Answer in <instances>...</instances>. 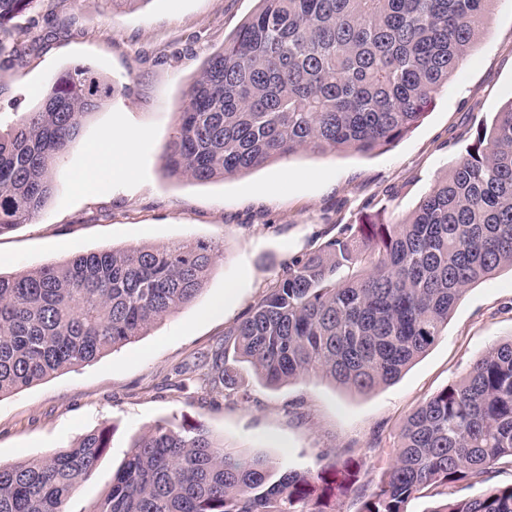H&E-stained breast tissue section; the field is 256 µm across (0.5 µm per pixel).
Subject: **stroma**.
<instances>
[{
  "mask_svg": "<svg viewBox=\"0 0 512 512\" xmlns=\"http://www.w3.org/2000/svg\"><path fill=\"white\" fill-rule=\"evenodd\" d=\"M258 0H42L18 21L22 58H0V128L38 102L64 70L86 65L120 92L83 123L53 168L56 191L38 218L0 235V272L59 264L78 253L201 240L218 249L203 290L146 336L98 360L0 398V463L40 459L112 424L111 446L70 500L89 512L112 485L133 438L163 421L203 424L227 447L318 471L352 449L370 478L389 462L407 416L458 381L495 344L512 338V271L470 288L442 336L393 383L366 394L309 374L271 387L248 364L250 399L233 404L203 383L225 328L257 302L291 256L318 246L332 224L409 216L465 150L464 129L491 123L512 99V0H497L475 50L441 88L426 117L394 145L368 154L300 153L247 174L198 183L170 176L161 152L180 120L184 92ZM133 141L132 171H102L93 192L75 175L85 148L109 136ZM234 286L222 313L211 314Z\"/></svg>",
  "mask_w": 512,
  "mask_h": 512,
  "instance_id": "stroma-1",
  "label": "stroma"
}]
</instances>
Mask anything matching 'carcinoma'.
Returning a JSON list of instances; mask_svg holds the SVG:
<instances>
[{
	"instance_id": "cac0c4a2",
	"label": "carcinoma",
	"mask_w": 512,
	"mask_h": 512,
	"mask_svg": "<svg viewBox=\"0 0 512 512\" xmlns=\"http://www.w3.org/2000/svg\"><path fill=\"white\" fill-rule=\"evenodd\" d=\"M37 0H0V56H22L17 20ZM496 0H258L184 92L162 149L173 176L209 182L300 152L371 153L405 136L476 47ZM119 91L88 66L61 73L0 130V235L52 196L54 163L83 120ZM406 219L380 214L283 264L224 330L212 381L246 401L238 362L269 386L313 372L360 394L393 382L448 325L466 292L512 269V99ZM200 240L80 253L0 273V397L135 342L192 303L214 264ZM112 427L47 460L0 464V512H69L73 490L110 448ZM378 480L351 451L333 474L233 452L201 424H156L133 440L91 512H408L421 494L484 484L512 465V338L407 417ZM428 512H512V484Z\"/></svg>"
}]
</instances>
